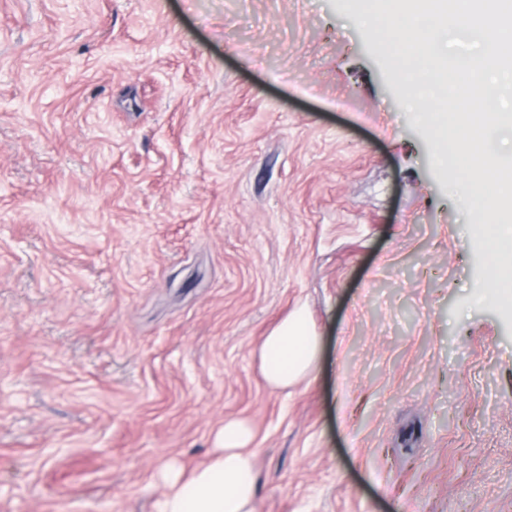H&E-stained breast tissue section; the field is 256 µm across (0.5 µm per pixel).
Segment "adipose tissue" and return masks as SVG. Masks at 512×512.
Segmentation results:
<instances>
[{
  "mask_svg": "<svg viewBox=\"0 0 512 512\" xmlns=\"http://www.w3.org/2000/svg\"><path fill=\"white\" fill-rule=\"evenodd\" d=\"M318 340L302 314L281 321L261 346V369L276 389L304 375L316 354ZM250 433L237 422L224 424L204 464L191 473L169 467L163 477L168 491L161 512H257V472L246 446Z\"/></svg>",
  "mask_w": 512,
  "mask_h": 512,
  "instance_id": "adipose-tissue-1",
  "label": "adipose tissue"
}]
</instances>
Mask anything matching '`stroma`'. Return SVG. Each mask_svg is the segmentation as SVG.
<instances>
[{
	"label": "stroma",
	"mask_w": 512,
	"mask_h": 512,
	"mask_svg": "<svg viewBox=\"0 0 512 512\" xmlns=\"http://www.w3.org/2000/svg\"><path fill=\"white\" fill-rule=\"evenodd\" d=\"M350 0H0V512H512V306ZM319 338L288 389L265 336ZM317 344V337L301 313L281 321L261 346V369L267 383L276 389L287 388L304 375L316 354ZM250 433L237 422L224 424L209 459L188 476L181 468L163 473L168 491L160 512H257V472L246 450Z\"/></svg>",
	"instance_id": "1"
}]
</instances>
